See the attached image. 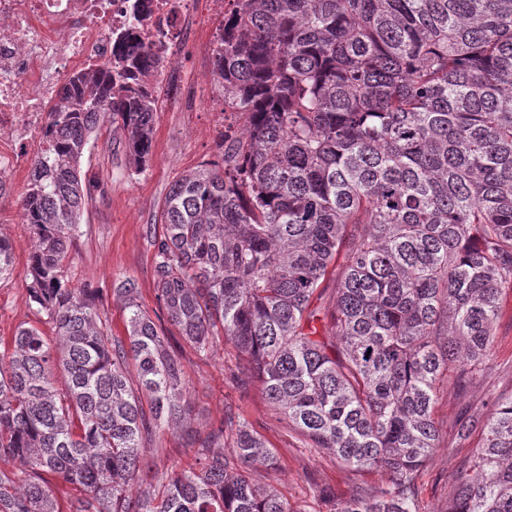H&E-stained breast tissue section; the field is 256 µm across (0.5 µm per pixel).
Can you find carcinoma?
<instances>
[{
  "label": "carcinoma",
  "mask_w": 512,
  "mask_h": 512,
  "mask_svg": "<svg viewBox=\"0 0 512 512\" xmlns=\"http://www.w3.org/2000/svg\"><path fill=\"white\" fill-rule=\"evenodd\" d=\"M234 2L212 76L245 132L170 188L153 235L159 312L122 280L125 342L65 269L91 137L118 125L136 167L149 161L159 96L145 78L158 61L121 43L49 112L21 206L31 308L52 336L21 326L0 351V458L18 461L0 469V512H296L250 479L276 457L244 423L188 436L193 464L132 493L143 441L190 423L166 323L203 358L231 341L238 373L312 447L391 476L327 512H418L436 384L491 358L512 288V0ZM340 254L329 309L318 289ZM12 264L0 237V281ZM478 425L484 443L448 512H512V396L459 438ZM48 474L80 494L60 505Z\"/></svg>",
  "instance_id": "obj_1"
}]
</instances>
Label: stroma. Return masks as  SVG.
<instances>
[{"label":"stroma","instance_id":"1","mask_svg":"<svg viewBox=\"0 0 512 512\" xmlns=\"http://www.w3.org/2000/svg\"><path fill=\"white\" fill-rule=\"evenodd\" d=\"M165 69L166 79L156 85L160 103L146 169H136L126 134L116 126L91 138L81 160L90 198L80 217L67 276L73 284L96 289L109 316V332L122 341L127 338V311L124 298L116 292L121 280L135 281L136 299L145 311L158 308L151 239L172 184L202 162L220 160L213 131L215 113H223L226 134L237 136L244 128L238 113L225 110L224 95L213 81L208 61L180 54ZM0 236L11 242L14 252L12 274L0 282V340L7 342L19 326L37 322L27 293L32 240L23 223L0 224ZM168 339L190 383V432L207 435L230 417L245 422L275 452L277 470L255 469L252 477L257 483L276 486L302 512H324L321 495L325 492L343 500L361 489L388 486L385 471H354L309 448L268 402L260 381L233 376L231 343L219 345L204 359L178 333H170ZM511 394L512 290L508 289L495 325L493 357L483 378L461 382L452 375L439 389L434 410L438 447L417 480L419 512H448V490L480 442L476 434L468 441L458 440L459 426L486 415L491 402ZM185 435L161 428L145 441L142 486L153 484L156 472L191 464L193 453Z\"/></svg>","mask_w":512,"mask_h":512}]
</instances>
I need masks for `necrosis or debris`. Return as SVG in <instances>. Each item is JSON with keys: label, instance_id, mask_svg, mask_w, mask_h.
Returning <instances> with one entry per match:
<instances>
[{"label": "necrosis or debris", "instance_id": "1", "mask_svg": "<svg viewBox=\"0 0 512 512\" xmlns=\"http://www.w3.org/2000/svg\"><path fill=\"white\" fill-rule=\"evenodd\" d=\"M196 0H0V199L48 148L49 111L65 79L112 56L131 32L172 58Z\"/></svg>", "mask_w": 512, "mask_h": 512}]
</instances>
